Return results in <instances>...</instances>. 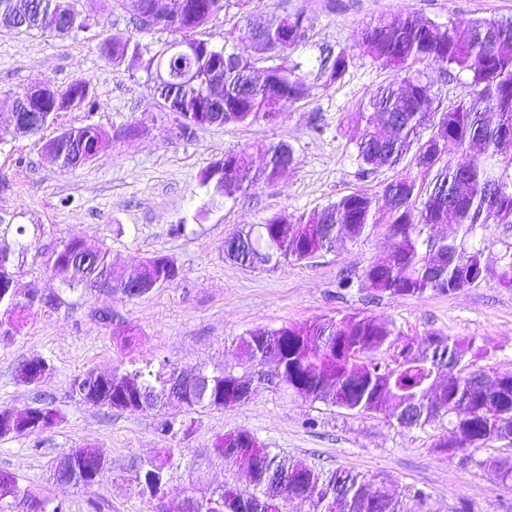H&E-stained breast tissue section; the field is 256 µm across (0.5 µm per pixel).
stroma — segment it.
<instances>
[{
  "label": "stroma",
  "instance_id": "stroma-1",
  "mask_svg": "<svg viewBox=\"0 0 512 512\" xmlns=\"http://www.w3.org/2000/svg\"><path fill=\"white\" fill-rule=\"evenodd\" d=\"M284 3L308 17L297 56L313 58L326 48L354 51L345 77L287 106L277 120L198 127L188 135L179 133L142 68H113L100 51L103 40L120 35L148 58L173 41L172 33L137 28L113 0H78L92 26L65 37L0 27V129L6 131L17 97L40 84L64 88L80 81L96 100L94 110L62 113L57 125L38 135L6 131L0 141V218L27 228L15 254L18 289L59 298L55 307L27 315L19 335H0V409L20 412L48 397L63 414L59 425L41 434L0 438V472L18 475L22 485L48 495L65 512H181L191 492L227 483L248 487L246 473L213 448L218 436L244 429L274 452L318 469L386 481L408 512H512V487L480 465L490 456L512 455V443H494L472 457L439 452L435 444L445 424L408 428L383 413L362 415L305 399L272 381L273 363L253 365L238 349L250 333L286 323L372 316L391 321L413 340L432 333L474 340L489 350L475 362L486 379L512 374V288L498 283L503 228L492 225L484 233L491 258L486 279L450 295L392 296L360 286L367 267L395 246L383 226L275 269L243 267L224 255V240L235 231L279 213L308 216L358 191L378 197L400 176L397 168L359 174L357 114L393 75L359 55L368 26L412 13L440 25L512 18V0H253L243 9L222 10L196 36L233 50L249 28ZM418 68L433 79L440 108L473 93L468 74L447 76L432 62ZM86 124L107 133L93 163L66 170L44 155L43 143L60 129ZM278 143L292 147L296 162L277 180H257L232 197L201 185V172L225 154L257 146L253 164L260 167L262 147ZM73 236L107 250L116 269L129 272L139 260L165 255L180 277L131 300L67 286L44 271L42 257ZM347 277L353 287L341 288ZM103 309L111 310V324L99 321ZM35 354L49 360L53 371L39 385L21 384L17 371ZM148 360L187 374L201 367L233 373L252 382V398L224 410L173 406L161 416L99 409L71 391L81 372L130 370ZM163 417L177 426L191 422L192 428L166 439L157 430ZM86 445L104 456L106 477L85 489L53 481L56 464ZM170 446L181 448L183 457L159 504L140 494L133 476L141 462Z\"/></svg>",
  "mask_w": 512,
  "mask_h": 512
}]
</instances>
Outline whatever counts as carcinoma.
<instances>
[{"mask_svg": "<svg viewBox=\"0 0 512 512\" xmlns=\"http://www.w3.org/2000/svg\"><path fill=\"white\" fill-rule=\"evenodd\" d=\"M115 2L132 12L138 28L166 30L194 42V30L209 23L229 0H168L161 9L154 6L155 0ZM30 3L19 14L15 0H0V26L47 33L54 23L60 37L89 27L74 0ZM306 29V16L285 8L260 30L241 37L239 47L231 52L212 46L205 56L163 52L151 57L145 69L152 75L161 72L163 80H154L155 91L168 111L177 115L184 134L204 125L269 121L272 115H281L286 105L311 98L318 86L334 84L348 71L353 55L345 49L314 59L292 57ZM362 46L373 62L392 69L394 78L359 113L364 122L356 142L361 175L394 168L408 158L413 166L434 173L433 181L424 190L408 170L389 182L379 197L354 192L318 214L273 215L234 237L245 244L256 263L274 268L303 262L329 251L338 238L357 240L387 224L398 245L365 270L366 287L394 296L456 293L465 288L459 279L460 267L476 269L484 261L485 248L476 241L478 230L491 224L512 229V174L497 159L500 145L512 141V20L473 19L441 26L418 15L395 16L367 28ZM127 52L128 42L117 36L101 47L115 68ZM425 60L439 62L450 72L469 73L472 96L443 111L432 107L434 81L414 69ZM217 65L224 68L220 90L224 108L203 120L198 113L205 106L206 75ZM94 107L89 88L77 81L65 88L62 97L47 93L28 113V121L37 133L55 124L63 112ZM427 129L431 134L425 137ZM103 134L100 126L88 124L55 137L62 151L60 166L75 169L94 161V156L79 151V145H90ZM251 149L247 145L224 155V195L243 191L256 179ZM264 151L269 160L261 175L268 181L276 180L295 162L286 144ZM447 224L457 228V236L450 240L438 231ZM25 234L26 227L18 224L14 240L0 237V316L17 332L26 313L51 308L58 301L56 297L21 301L12 295L15 246ZM81 242L75 236L47 252L42 260L45 269L69 286L77 280L90 291L125 295L127 277L114 271L108 253L100 250L87 261L79 250ZM499 261V283L512 288V242H502ZM178 276L174 261L162 255L139 261L132 274L147 292L155 285L173 283ZM262 335L274 338L279 383L313 401L358 414L382 412L400 424L403 410L411 406L410 425L419 427L445 416L475 450L499 441L497 414H512V386L504 388L499 380L490 386L502 398L488 410L471 389L477 373L469 371V366L478 352L470 340L434 334L413 344L408 355L389 360L384 353L403 339L393 324L376 317L350 316L284 324L252 334L239 345L241 355L252 363H261L264 356ZM26 364L30 371L24 383L29 385L39 384L45 369L52 368L40 355ZM175 371L165 364L132 371L89 370L75 376L71 387L81 398L86 392L97 393L101 409L161 412L172 402L165 378ZM445 372L448 383L439 389L436 381ZM232 382L229 372L198 369L187 408L226 409L227 400L233 398ZM61 419L60 411L47 399L34 405L31 417L0 409V438L40 434ZM215 451L225 462L246 471L252 487L226 484L218 492H202L196 496V512H225L227 503L237 501L245 504V512H284L285 490L277 478L283 471L301 474L311 485L305 501L308 512H335L338 500L344 501L348 512H404L402 499L385 482L374 484L358 473L324 472L302 460L280 458L246 430L219 436ZM180 455V448H165L140 464L136 474L166 482ZM97 456L96 449L80 447L54 469L53 478L77 482L82 464ZM479 465L500 482L512 484V457L483 459ZM28 499H36L35 493L21 486L15 475L0 486V512H14L16 501Z\"/></svg>", "mask_w": 512, "mask_h": 512, "instance_id": "carcinoma-1", "label": "carcinoma"}]
</instances>
